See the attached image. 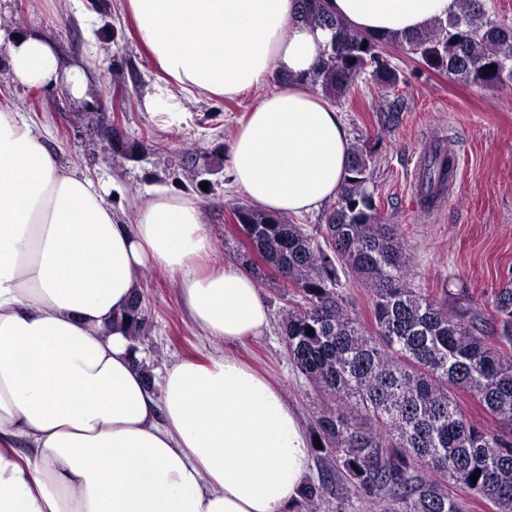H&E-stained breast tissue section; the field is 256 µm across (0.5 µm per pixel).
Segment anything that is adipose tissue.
<instances>
[{"instance_id":"1","label":"adipose tissue","mask_w":512,"mask_h":512,"mask_svg":"<svg viewBox=\"0 0 512 512\" xmlns=\"http://www.w3.org/2000/svg\"><path fill=\"white\" fill-rule=\"evenodd\" d=\"M157 81L148 111L185 121V99L236 98L275 73L288 84L249 110L231 146L234 187L281 215L318 211L341 189L351 145L339 111L304 80L330 33L299 0H115ZM352 28L421 31L458 0H327ZM13 82L57 83L52 40L0 30ZM105 182L63 168L20 113L0 111V512H288L312 465L309 437L267 377L242 359H185L145 384L120 320L152 267L180 278L203 336H262L255 277L208 259L207 216L162 187L130 217ZM24 439L26 450L14 446Z\"/></svg>"}]
</instances>
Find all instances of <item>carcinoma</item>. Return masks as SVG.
<instances>
[{
    "instance_id": "obj_1",
    "label": "carcinoma",
    "mask_w": 512,
    "mask_h": 512,
    "mask_svg": "<svg viewBox=\"0 0 512 512\" xmlns=\"http://www.w3.org/2000/svg\"><path fill=\"white\" fill-rule=\"evenodd\" d=\"M300 2L308 23L332 32L307 83L334 102L348 98L366 75L384 89L399 84L389 44L450 79L485 88L512 81V23L491 18L487 0H459L452 17L404 39L358 33L327 10L326 0ZM109 136L114 154L143 147L115 130L104 132ZM371 165L372 151L352 146L322 224L233 208L235 229L249 245L241 263L261 279L274 271L287 288L280 329L288 357L324 400L312 427L321 446L311 448L327 465L319 483L302 490L303 512H316L334 486L379 502L382 512H462L450 486L512 512V282L495 291L488 317L474 308L462 281L415 287L401 227L382 221ZM454 169L448 148L429 151L421 204L437 203ZM343 275L369 294L368 328L340 294ZM125 317L132 340L148 330L142 293ZM461 392L492 424L466 416Z\"/></svg>"
}]
</instances>
